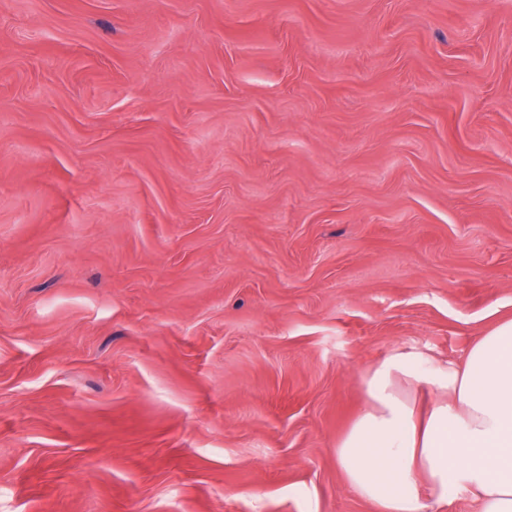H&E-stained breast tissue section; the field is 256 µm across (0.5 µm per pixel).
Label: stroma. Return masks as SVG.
<instances>
[{
	"mask_svg": "<svg viewBox=\"0 0 512 512\" xmlns=\"http://www.w3.org/2000/svg\"><path fill=\"white\" fill-rule=\"evenodd\" d=\"M510 319L512 0H0V512H371Z\"/></svg>",
	"mask_w": 512,
	"mask_h": 512,
	"instance_id": "obj_1",
	"label": "stroma"
}]
</instances>
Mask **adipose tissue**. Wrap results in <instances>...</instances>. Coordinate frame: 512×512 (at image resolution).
<instances>
[{
    "label": "adipose tissue",
    "mask_w": 512,
    "mask_h": 512,
    "mask_svg": "<svg viewBox=\"0 0 512 512\" xmlns=\"http://www.w3.org/2000/svg\"><path fill=\"white\" fill-rule=\"evenodd\" d=\"M421 388L423 410L410 396ZM361 391L336 463L372 512H442L452 488L477 512H512V320L447 362L394 352Z\"/></svg>",
    "instance_id": "ef3b65f1"
}]
</instances>
